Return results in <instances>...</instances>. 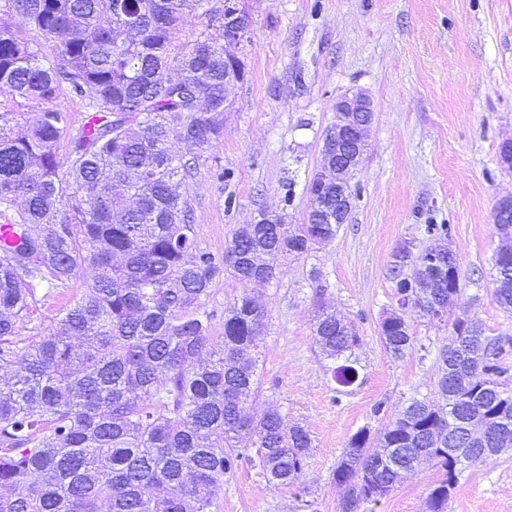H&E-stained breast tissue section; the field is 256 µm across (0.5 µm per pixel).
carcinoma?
I'll return each mask as SVG.
<instances>
[{"label":"carcinoma","instance_id":"obj_1","mask_svg":"<svg viewBox=\"0 0 512 512\" xmlns=\"http://www.w3.org/2000/svg\"><path fill=\"white\" fill-rule=\"evenodd\" d=\"M213 0H0L24 17L31 43L0 27V97L41 105L23 132V112H0V207L17 208V243L36 245L32 265L0 248V512H212L235 473L245 438L268 481L301 476L311 440L275 410L254 417L259 340L266 312L244 294L224 309L222 331L207 309L225 270L249 285L276 276L278 262L334 238L336 211L310 199L304 223L260 211L263 224L232 234L217 257L198 248L189 185L224 137V63ZM200 31L179 34L188 19ZM51 45V53L44 52ZM103 120L72 128L55 104L61 84ZM68 139L66 168L58 158ZM439 242L450 225L429 219ZM396 250L389 275L416 317L436 320L460 289L429 265L407 276ZM497 256L495 297L512 311V267ZM82 281L56 329L22 339L35 289ZM316 343L330 358L360 342L353 325L317 314ZM390 355L415 348L409 322L380 324ZM512 336H487L456 320L439 353L441 402L413 400L384 433L361 428L334 470L340 512H361L411 476L422 460L440 479L428 512H446L458 476L512 451ZM487 425L464 440L466 421Z\"/></svg>","mask_w":512,"mask_h":512}]
</instances>
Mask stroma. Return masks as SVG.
<instances>
[{
    "label": "stroma",
    "mask_w": 512,
    "mask_h": 512,
    "mask_svg": "<svg viewBox=\"0 0 512 512\" xmlns=\"http://www.w3.org/2000/svg\"><path fill=\"white\" fill-rule=\"evenodd\" d=\"M253 17L238 54L243 82L226 92L224 138L188 188L201 249L223 255L239 226L258 210L284 212L299 224L310 203L309 180L322 164L332 104L353 89L372 101L374 122L351 181L347 224L309 255L282 261L269 283L244 286L229 273L213 281L209 306L223 316L243 293L267 312L255 413L277 410L300 425L311 446L299 480L268 482L257 448L244 450L213 512H340L332 473L350 438L372 434L414 397H434L437 351L452 320L480 324L486 335L512 336V313L496 301L495 208L512 197V169L500 147L512 141V0H245ZM232 181H224V171ZM292 204H284L286 191ZM236 206L225 210L227 196ZM451 227L449 247L461 292L442 323L411 321L418 349L401 359L385 350L379 324L395 308L388 277L403 244L424 250L427 216ZM82 295L79 283L35 291L26 336L54 329L60 309ZM354 325V384L333 378L337 362L312 334L318 305ZM438 478L421 463L372 512H426ZM447 512H512V454L466 469Z\"/></svg>",
    "instance_id": "obj_1"
}]
</instances>
